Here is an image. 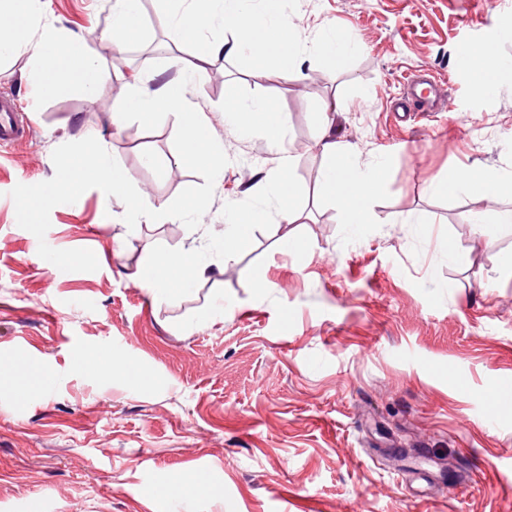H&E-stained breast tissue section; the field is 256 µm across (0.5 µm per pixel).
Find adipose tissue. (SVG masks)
<instances>
[{
	"instance_id": "obj_1",
	"label": "adipose tissue",
	"mask_w": 512,
	"mask_h": 512,
	"mask_svg": "<svg viewBox=\"0 0 512 512\" xmlns=\"http://www.w3.org/2000/svg\"><path fill=\"white\" fill-rule=\"evenodd\" d=\"M165 25L177 45L196 44L209 55H230L250 49L265 60H280L300 67L303 50L291 18L282 9V0H165ZM142 0H113L111 41L114 48L122 46L140 29ZM42 16L41 0H0V54L31 49L34 61L25 71L24 80L52 94L61 89H77L94 93L100 76L96 58L85 53L78 39L57 31L53 26L43 28L37 43L29 35ZM200 78L199 71L184 69L178 77L159 83L140 81L130 86L126 96L112 108L113 126H121L126 116L135 114L151 118L158 114L173 116L179 127L181 148L178 156L148 154L147 161L156 170L170 168L175 160H189L215 170L223 169L224 156L211 141L203 113L197 112L188 98L189 87ZM236 124L244 130L263 131L273 143H280L287 124L285 114L271 111L266 103L234 102L231 107ZM324 166L318 186L329 201L340 202L344 221L350 225L369 223L372 203L381 193L384 168L363 159L359 150L349 148L334 139L328 131L319 134ZM79 170L63 175L57 190L74 188L79 177L92 175L113 192L127 190L133 176L119 162L111 160L104 136H96L92 146L82 155ZM293 159L280 151L274 168L267 175L276 197L285 205L278 212L282 223L298 220L288 200L296 196L291 177ZM506 183L503 174L484 170L466 177L449 174L446 181L436 184L440 193H465L491 201L489 209L470 215L477 229L496 225L501 231L512 232V209L495 208L497 193ZM212 272L209 264L198 257L195 248L180 252L159 251L150 254L141 270L150 277L158 295L169 292L171 281L180 287H190Z\"/></svg>"
}]
</instances>
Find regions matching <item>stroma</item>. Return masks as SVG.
I'll use <instances>...</instances> for the list:
<instances>
[{"label":"stroma","instance_id":"35a3bbf8","mask_svg":"<svg viewBox=\"0 0 512 512\" xmlns=\"http://www.w3.org/2000/svg\"><path fill=\"white\" fill-rule=\"evenodd\" d=\"M43 2L44 23L79 38L102 76L95 94L51 97L25 82L28 53L0 58V94L34 111L29 140L0 148V362L31 353L38 377L21 403L0 379V512H512V407L491 401L512 378V235L468 222L486 201L433 191L452 172L512 175V82L487 90L455 67L487 48L512 61V28L488 23L512 0H286L304 43V74L288 78L251 53H170L159 0H143L118 52L101 38L113 0ZM332 30L359 49L328 80L314 47ZM198 65L190 98L222 173L146 166V152H178V126L132 117L106 140L133 193L87 180L21 209L79 165L132 78ZM418 71L443 80L441 106L399 122L391 105ZM230 87L288 116L294 224L259 177L278 147L235 129ZM326 104L336 139L386 163L371 223L345 224L319 193ZM159 206L166 217L127 233ZM199 206L216 272L156 299L135 273L190 246ZM250 208L268 218L225 261L224 228ZM106 357L116 370L99 368Z\"/></svg>","mask_w":512,"mask_h":512}]
</instances>
